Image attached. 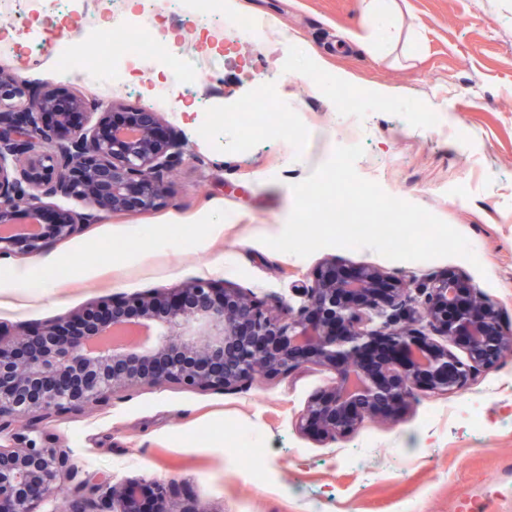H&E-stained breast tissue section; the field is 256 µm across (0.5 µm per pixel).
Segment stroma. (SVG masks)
<instances>
[{"label":"stroma","instance_id":"1","mask_svg":"<svg viewBox=\"0 0 512 512\" xmlns=\"http://www.w3.org/2000/svg\"><path fill=\"white\" fill-rule=\"evenodd\" d=\"M272 21L261 43L225 49L209 37V71L191 91L192 113L163 112L191 157L169 177L164 204L115 214L42 255H0V328L44 322L88 303L168 289L195 278L224 280L268 305H298V287L329 257L417 278L451 270L497 302L512 324V0H398L383 56L337 50L336 32L364 26L361 0H240ZM0 40V66L29 87H63L107 104L151 105L152 88L104 92L53 70L66 18L17 15ZM326 56L311 77L312 54ZM340 72L352 85L339 83ZM284 90L291 111L273 112L272 132L238 147L230 124L202 134L210 112L249 102L258 84ZM392 90L378 99L375 88ZM363 145L355 168L389 195L424 207L484 255L481 267L453 256L394 261L370 249L326 247L308 257L264 245L292 211V184L341 145ZM464 197H457L456 188ZM67 278L49 291L28 288L49 267ZM309 367L232 391L176 386L117 392L109 405L40 427L37 441L71 448L76 463L113 481H175L183 506L205 512H512V357L466 388L424 397L393 420L365 422L324 445L299 432L295 417L331 382ZM263 448L268 487H250L225 452L229 437Z\"/></svg>","mask_w":512,"mask_h":512}]
</instances>
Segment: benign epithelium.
<instances>
[{"instance_id": "obj_1", "label": "benign epithelium", "mask_w": 512, "mask_h": 512, "mask_svg": "<svg viewBox=\"0 0 512 512\" xmlns=\"http://www.w3.org/2000/svg\"><path fill=\"white\" fill-rule=\"evenodd\" d=\"M89 109L61 87L27 95L0 70V254L39 255L114 213L164 203L190 153L160 113L126 112L118 124L100 112L88 127ZM58 198L89 209L49 221ZM301 295L296 308L270 309L234 284L193 279L0 331V512H42L62 489L68 512H205L181 507L172 481L84 471L71 449L26 435L22 420L81 413L139 386L225 391L314 365L333 381L295 427L326 444L512 356V326L452 271L417 279L331 257ZM461 336L464 359L448 349Z\"/></svg>"}]
</instances>
